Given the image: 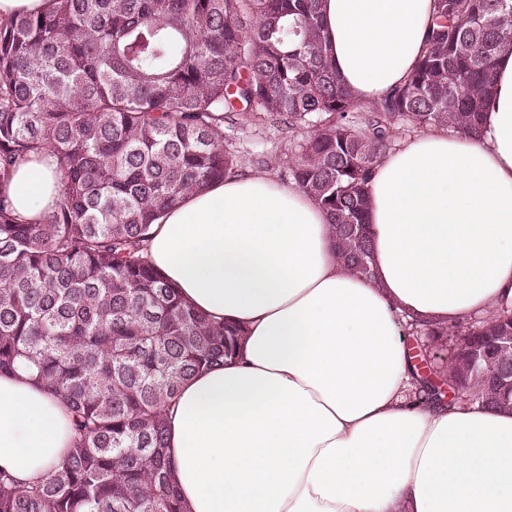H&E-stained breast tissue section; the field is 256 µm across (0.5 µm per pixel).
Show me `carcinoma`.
Here are the masks:
<instances>
[{
  "label": "carcinoma",
  "mask_w": 512,
  "mask_h": 512,
  "mask_svg": "<svg viewBox=\"0 0 512 512\" xmlns=\"http://www.w3.org/2000/svg\"><path fill=\"white\" fill-rule=\"evenodd\" d=\"M320 0H55L0 22V187L51 151L60 199L39 223L0 195V373L35 374L73 414L65 461L21 486L0 470V512H183L164 408L224 365L243 328L189 305L146 256L151 226L186 194L237 173L224 122L311 129L283 176L323 208L338 257L373 276L368 183L399 131L478 136L512 0H437L407 80L358 105L329 62ZM512 329L506 313L452 332L448 370L417 374L450 406L509 403L512 352L463 349Z\"/></svg>",
  "instance_id": "cac0c4a2"
}]
</instances>
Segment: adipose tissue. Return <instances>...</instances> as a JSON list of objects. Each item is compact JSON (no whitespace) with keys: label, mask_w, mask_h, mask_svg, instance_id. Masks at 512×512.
<instances>
[{"label":"adipose tissue","mask_w":512,"mask_h":512,"mask_svg":"<svg viewBox=\"0 0 512 512\" xmlns=\"http://www.w3.org/2000/svg\"><path fill=\"white\" fill-rule=\"evenodd\" d=\"M436 0H322L323 36L358 102L402 84ZM57 160H20L0 187L42 221ZM374 274L337 256L317 202L245 171L194 191L154 225L151 263L194 308L245 335L166 408L186 512H512V408L419 399L403 337L512 310V52L483 133L431 126L368 184ZM71 415L26 373L0 374V470L22 484L59 465Z\"/></svg>","instance_id":"1"}]
</instances>
